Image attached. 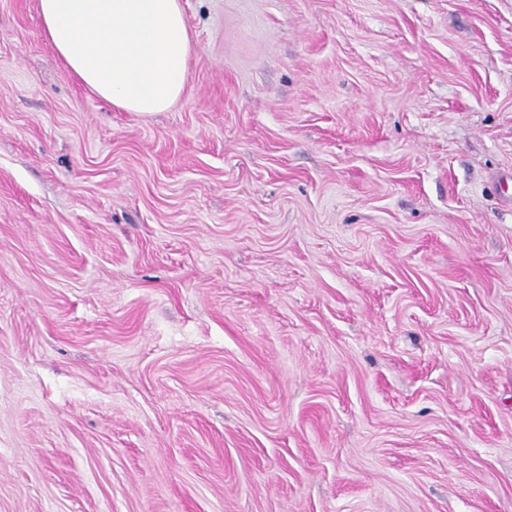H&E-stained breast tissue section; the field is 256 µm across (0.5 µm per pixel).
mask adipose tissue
<instances>
[{"label": "adipose tissue", "mask_w": 512, "mask_h": 512, "mask_svg": "<svg viewBox=\"0 0 512 512\" xmlns=\"http://www.w3.org/2000/svg\"><path fill=\"white\" fill-rule=\"evenodd\" d=\"M43 32L98 98L161 112L182 94L191 43L180 0H38Z\"/></svg>", "instance_id": "1"}]
</instances>
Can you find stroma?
Wrapping results in <instances>:
<instances>
[{
  "mask_svg": "<svg viewBox=\"0 0 512 512\" xmlns=\"http://www.w3.org/2000/svg\"><path fill=\"white\" fill-rule=\"evenodd\" d=\"M163 112L0 0V512H512V0H181Z\"/></svg>",
  "mask_w": 512,
  "mask_h": 512,
  "instance_id": "stroma-1",
  "label": "stroma"
}]
</instances>
